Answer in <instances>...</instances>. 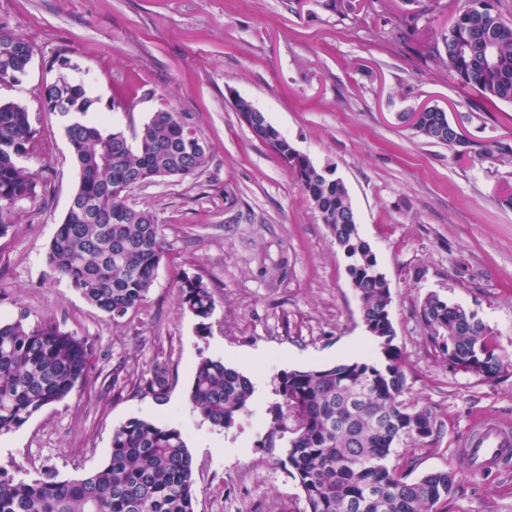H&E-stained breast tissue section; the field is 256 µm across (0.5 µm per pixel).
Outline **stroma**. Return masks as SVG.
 <instances>
[{
    "mask_svg": "<svg viewBox=\"0 0 512 512\" xmlns=\"http://www.w3.org/2000/svg\"><path fill=\"white\" fill-rule=\"evenodd\" d=\"M351 2L342 12L336 0H0V27L33 48L26 74L0 85V101L26 105L40 150L21 164L48 181L0 238V319L52 318L97 345L82 388L0 435V466L80 478L105 463L117 427L142 418L181 431L196 512H306L284 448L267 439L278 377L384 357L346 257L281 159L240 121L239 96L316 166L335 169L390 285L403 399L437 423L426 443L397 445L390 465L413 459L415 479L451 472L443 512H512V462L479 475L456 462L477 421L512 423V365L493 380L449 369L419 317L423 298L438 294L474 311L512 355V207L500 201L512 165L458 157L401 120L435 105L472 143L512 146V104L485 102L432 54L465 0ZM410 13L416 25L398 37ZM62 74L85 87L108 129L130 131L165 109L209 147L195 178L131 192L130 203L156 213L166 254L144 305L116 322L47 263L79 182L66 119L40 97ZM185 276L212 292L206 323L179 306ZM204 358L263 391L232 427L212 426L188 401ZM157 364L169 380L161 403L142 390Z\"/></svg>",
    "mask_w": 512,
    "mask_h": 512,
    "instance_id": "stroma-1",
    "label": "stroma"
}]
</instances>
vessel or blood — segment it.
<instances>
[{
    "label": "vessel or blood",
    "instance_id": "b4317fda",
    "mask_svg": "<svg viewBox=\"0 0 512 512\" xmlns=\"http://www.w3.org/2000/svg\"><path fill=\"white\" fill-rule=\"evenodd\" d=\"M512 459V424L484 419L461 442L457 463L466 472L479 474L500 468Z\"/></svg>",
    "mask_w": 512,
    "mask_h": 512
}]
</instances>
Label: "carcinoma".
Segmentation results:
<instances>
[{
    "label": "carcinoma",
    "mask_w": 512,
    "mask_h": 512,
    "mask_svg": "<svg viewBox=\"0 0 512 512\" xmlns=\"http://www.w3.org/2000/svg\"><path fill=\"white\" fill-rule=\"evenodd\" d=\"M440 43L437 59L460 83L491 103L512 104V26L494 0H466ZM31 53L24 38L0 28V85L28 68ZM42 98L70 117L65 135L80 174L76 203L50 241L48 264L89 304L118 321L145 303L165 253L155 213L130 206L119 188L151 172L194 177L208 165V147L187 137L182 119L168 110L155 112L131 141L121 131L108 132L88 116L92 100L85 88L63 75L45 87ZM412 129L433 144L468 146L442 110L426 111ZM38 149L27 107L0 102V238L16 223L23 203L43 196L45 185L19 165ZM291 152L285 140L275 150L348 259L363 322L379 340L386 364L282 373L268 437L284 441L287 473L303 493L306 512H439L453 489L451 473L436 470L411 480L406 469L387 465L395 445L424 444L434 427L427 409L402 400L406 374L393 345L389 283L360 234L345 183ZM473 155L511 162L512 148L493 142ZM178 288L182 309L202 321L211 316L213 296L201 279L185 277ZM419 315L443 357L469 361L490 380L509 365L512 357L474 312L431 293ZM95 352L89 338L50 319L36 327L23 314L0 322V435L81 386ZM166 388V371L158 365L144 381L145 393L160 401ZM253 391L248 376L205 358L195 366L188 400L211 425L229 428ZM195 498L193 459L181 431L141 418L115 429L105 464L82 478L62 479L51 468L17 478L0 466V512H195Z\"/></svg>",
    "instance_id": "obj_1"
}]
</instances>
